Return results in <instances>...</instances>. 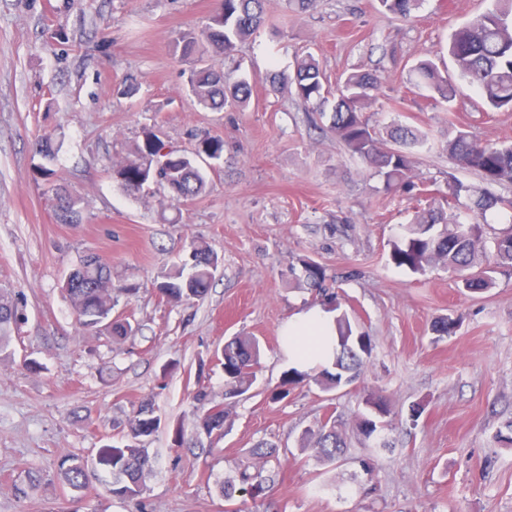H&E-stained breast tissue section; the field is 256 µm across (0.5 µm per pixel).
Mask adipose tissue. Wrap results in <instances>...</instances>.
Returning <instances> with one entry per match:
<instances>
[{"mask_svg": "<svg viewBox=\"0 0 512 512\" xmlns=\"http://www.w3.org/2000/svg\"><path fill=\"white\" fill-rule=\"evenodd\" d=\"M288 342L282 355L289 365L306 369L332 360L336 346V332L331 315L317 307L294 314L283 325Z\"/></svg>", "mask_w": 512, "mask_h": 512, "instance_id": "adipose-tissue-1", "label": "adipose tissue"}]
</instances>
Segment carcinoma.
Segmentation results:
<instances>
[{"label": "carcinoma", "instance_id": "cac0c4a2", "mask_svg": "<svg viewBox=\"0 0 512 512\" xmlns=\"http://www.w3.org/2000/svg\"><path fill=\"white\" fill-rule=\"evenodd\" d=\"M267 0H215L207 23L200 30L177 34L173 47L179 57L191 63L187 77L191 96L212 112H236L246 107L252 94V82L242 69L239 47L253 36L265 20ZM385 11L400 17L411 15L420 0H376ZM212 52L224 58V67L203 64ZM448 56L459 74L468 80L482 100L485 111L512 112V0H489L487 9L473 20L454 29L448 38ZM420 83L445 102L455 91L451 78L431 60H421L415 67ZM296 96L314 112L329 115L327 130L344 145L350 156L382 177L387 192L411 187L415 155L428 147L427 136L407 125L395 124L382 137L369 124L363 110L372 103L374 92L382 83L376 73L351 74L334 95L319 62L310 52L297 62L289 79ZM163 143L154 135L131 150L112 169L123 190L133 196L148 192L156 185L169 189L178 202L191 201L207 192L209 181L204 167L214 170L224 162V140L209 134L199 141L194 153H162ZM35 154L44 158L55 155L52 137L42 135L33 143ZM446 150L462 170L477 173L482 185L472 186L450 176L444 187L421 189L425 205L414 215L400 239L392 243L390 259L399 268L423 274L431 268L447 271L457 287L483 293L494 287L496 276L512 275V199L494 194L490 187L512 184V139L494 143L476 139L463 127L450 125ZM56 218L61 224L78 223L81 200L57 188ZM470 200L469 216L455 213L461 197ZM495 212L506 217L500 228L488 222ZM220 266L217 254L206 244L191 243L189 261L162 276L158 292L173 306L205 298ZM302 282L331 310L339 309L338 296L324 287L326 269L311 260H301ZM65 293L76 323L87 334H97L101 327L117 341L133 335L130 322L112 319V308L119 289L112 283L110 267L96 255L80 259L64 281ZM338 348L330 368L316 373L288 370L281 383L268 396L273 403L288 398L291 392L309 382L331 392L351 385L360 375L364 358L372 350L370 338L354 335L345 315L335 319ZM18 312L12 300L0 293V352L12 341ZM224 369V395L246 394L255 378L260 358V342L254 336H236L221 350ZM365 412L357 421V430L369 440L384 427L391 409L385 396L368 392L362 397ZM195 438L212 439L224 434L227 413L212 402L210 394L199 389L193 395ZM159 427L150 401L141 402L127 422L119 445L106 444L92 460L66 456L55 478L72 491L85 489L100 473L112 475L108 491L128 502L133 512H145L142 495L146 478L153 471L155 458L147 442ZM304 446L314 451L324 463H332L344 454L345 438L336 425L326 420L315 429L305 430ZM257 461L237 472L235 479L220 485V494L229 502L235 486L253 493L264 491L263 476L276 446L258 443L252 450Z\"/></svg>", "mask_w": 512, "mask_h": 512}]
</instances>
